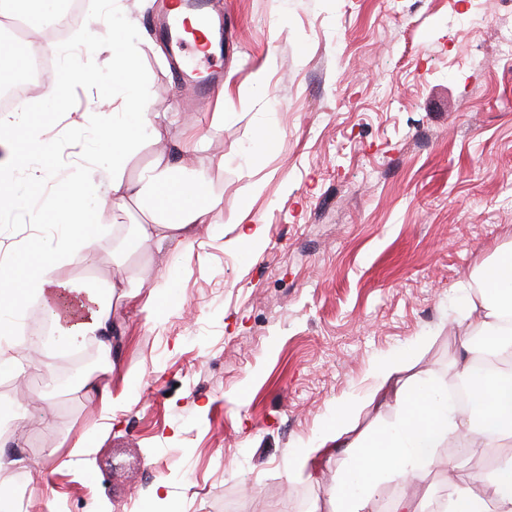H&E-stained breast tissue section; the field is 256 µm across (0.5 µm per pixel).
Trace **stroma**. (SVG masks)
Returning <instances> with one entry per match:
<instances>
[{
  "mask_svg": "<svg viewBox=\"0 0 512 512\" xmlns=\"http://www.w3.org/2000/svg\"><path fill=\"white\" fill-rule=\"evenodd\" d=\"M208 4L230 25L213 57L225 82L222 99L197 103L149 23L155 0H118L138 20L146 110L179 113L162 137L195 147L224 221L175 257L118 258L107 233L94 268L60 266L61 278L103 284L121 260L154 282L123 304L112 334V383L134 402L111 417L80 383L49 389L31 365L36 345L18 351L25 370L0 404L43 392L54 413L53 428L36 412L9 428L23 462L0 470V485L24 481L23 512H224L228 500L237 512H299L304 499L325 512L343 458L295 481L289 463L345 399L367 394L381 360L410 357L412 375L448 386L465 341L460 286L512 248V60L495 53L512 25L505 0ZM121 109L78 90L42 139ZM242 218L258 229L246 248ZM492 456L472 449L420 487L382 482L371 512H390L401 490L450 496Z\"/></svg>",
  "mask_w": 512,
  "mask_h": 512,
  "instance_id": "obj_1",
  "label": "stroma"
}]
</instances>
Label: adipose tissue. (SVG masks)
<instances>
[{"instance_id": "adipose-tissue-1", "label": "adipose tissue", "mask_w": 512, "mask_h": 512, "mask_svg": "<svg viewBox=\"0 0 512 512\" xmlns=\"http://www.w3.org/2000/svg\"><path fill=\"white\" fill-rule=\"evenodd\" d=\"M120 121L110 122L104 132L103 150L91 164L78 170L70 185L73 199L64 230L57 238L38 240L31 262L9 264L0 272V371L16 369V354L23 345L10 327L23 315L29 302L36 301L53 325L56 338L43 347L40 370L52 371L61 356L85 344H95L100 355L102 377L87 380L104 414L118 402L112 393L111 331L123 303L132 299L133 282H145L147 272L136 280L114 276L106 289L90 281L63 280L56 266L73 262L86 268L99 261L96 244L105 233L103 222L107 197L132 205H146L149 222L135 225L118 244L119 254L133 253L143 246L176 252L204 226L224 220L218 200L210 198L204 181L196 176L193 150H181L175 161H158L144 169L135 181L118 174L145 121L138 103ZM26 133L23 120H0V195L13 196L9 174L25 167L26 151L18 146ZM512 313V250L502 253L491 267L481 268L475 286L469 289L461 311L472 331L491 340L489 353L500 361L499 370L476 387V395L499 420L498 429H488L473 413L449 407L445 390L431 380H401L399 359L378 363L366 399L343 402L334 424L325 426L322 437L296 458L289 477L305 472L311 459L342 454L346 469L337 471L328 490V512H367L377 486L386 479L421 483L427 465L435 464V453L443 443L464 437L491 448L512 446V336L498 329L505 313ZM393 408L398 420L392 428L354 433L352 418L366 407ZM512 473V456L496 459L492 469L479 473L473 483L456 487L445 500L442 512H512V490H504L503 473Z\"/></svg>"}]
</instances>
